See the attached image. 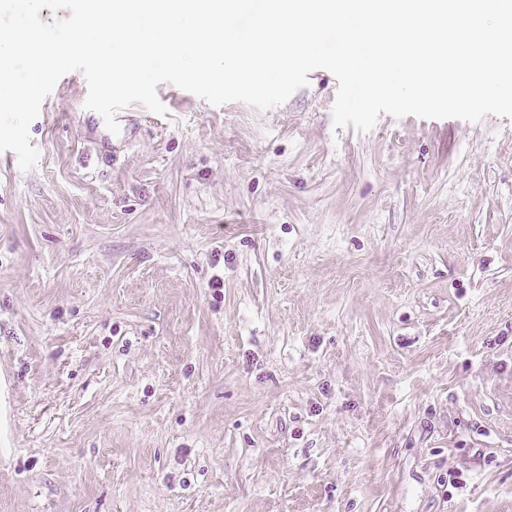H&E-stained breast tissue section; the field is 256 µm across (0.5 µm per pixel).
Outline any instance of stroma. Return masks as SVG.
Here are the masks:
<instances>
[{
  "label": "stroma",
  "mask_w": 512,
  "mask_h": 512,
  "mask_svg": "<svg viewBox=\"0 0 512 512\" xmlns=\"http://www.w3.org/2000/svg\"><path fill=\"white\" fill-rule=\"evenodd\" d=\"M337 87L0 152V512H512V119Z\"/></svg>",
  "instance_id": "obj_1"
}]
</instances>
